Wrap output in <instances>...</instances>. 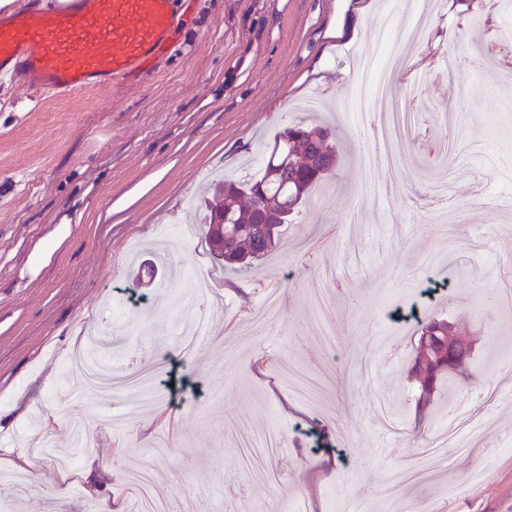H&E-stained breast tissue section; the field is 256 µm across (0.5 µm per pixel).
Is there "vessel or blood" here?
Here are the masks:
<instances>
[{"label": "vessel or blood", "mask_w": 512, "mask_h": 512, "mask_svg": "<svg viewBox=\"0 0 512 512\" xmlns=\"http://www.w3.org/2000/svg\"><path fill=\"white\" fill-rule=\"evenodd\" d=\"M175 0H56L0 13V77L65 97L148 79L167 52Z\"/></svg>", "instance_id": "obj_1"}]
</instances>
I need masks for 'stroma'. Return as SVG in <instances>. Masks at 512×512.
Segmentation results:
<instances>
[{"label": "stroma", "instance_id": "35a3bbf8", "mask_svg": "<svg viewBox=\"0 0 512 512\" xmlns=\"http://www.w3.org/2000/svg\"><path fill=\"white\" fill-rule=\"evenodd\" d=\"M171 49L156 76L130 90L38 97L0 81V512H100L130 508L126 478L150 464L152 494L179 512H239L245 499L267 512H512V316L473 311L477 295L512 280V184L494 170L512 162V71L470 66L484 29L512 20L502 0H178ZM427 19L426 39L405 42L420 66L454 57L453 81L428 75L420 98L471 114L451 131L421 122L397 140L392 172L369 177L357 155L335 172L282 239L287 256L254 273L224 267L205 243L192 199L211 177L262 164L284 127L321 117L354 134L342 104L360 61L384 27L408 33ZM451 143L468 177L453 187L448 221L405 195H376L370 180L412 185L437 145ZM161 254L156 278H137ZM224 297L205 336H185L176 300ZM464 326L473 360L453 401L434 394L415 419L407 362L410 306ZM112 349L130 372H156L173 358L190 389L136 402L82 394L89 447L65 486L59 460L34 449L70 448L73 400L60 366L86 348L89 326L112 325ZM335 328L325 346L320 320ZM287 370L315 377L321 405L284 410ZM481 416L471 444L447 469L389 479L456 410ZM334 458L325 468L324 457ZM455 487V496L445 494Z\"/></svg>", "mask_w": 512, "mask_h": 512}]
</instances>
